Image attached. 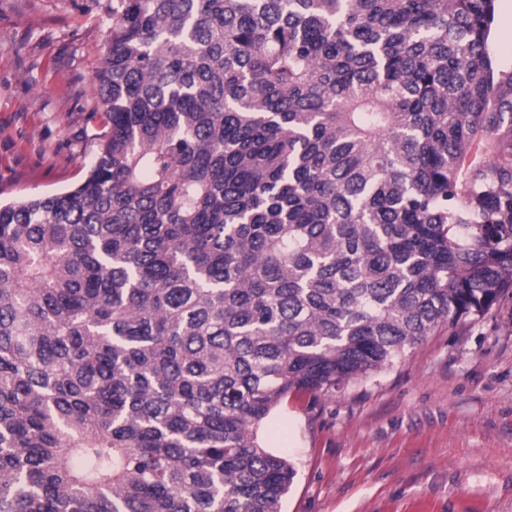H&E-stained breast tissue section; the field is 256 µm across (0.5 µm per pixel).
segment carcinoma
I'll use <instances>...</instances> for the list:
<instances>
[{
    "label": "carcinoma",
    "mask_w": 512,
    "mask_h": 512,
    "mask_svg": "<svg viewBox=\"0 0 512 512\" xmlns=\"http://www.w3.org/2000/svg\"><path fill=\"white\" fill-rule=\"evenodd\" d=\"M496 0H108L105 131L0 204V512H281L259 432L512 289Z\"/></svg>",
    "instance_id": "1"
}]
</instances>
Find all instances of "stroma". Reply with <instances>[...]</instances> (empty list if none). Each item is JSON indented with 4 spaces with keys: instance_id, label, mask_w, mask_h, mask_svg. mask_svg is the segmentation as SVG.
<instances>
[{
    "instance_id": "1",
    "label": "stroma",
    "mask_w": 512,
    "mask_h": 512,
    "mask_svg": "<svg viewBox=\"0 0 512 512\" xmlns=\"http://www.w3.org/2000/svg\"><path fill=\"white\" fill-rule=\"evenodd\" d=\"M107 0H0V200L77 185L103 132ZM264 437L297 469L283 512H512V296L378 375L289 396Z\"/></svg>"
}]
</instances>
